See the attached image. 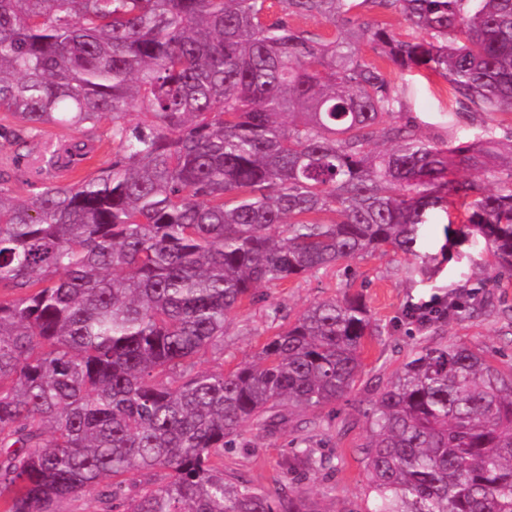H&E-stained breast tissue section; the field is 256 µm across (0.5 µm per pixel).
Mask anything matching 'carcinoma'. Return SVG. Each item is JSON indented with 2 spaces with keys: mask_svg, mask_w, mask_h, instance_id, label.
<instances>
[{
  "mask_svg": "<svg viewBox=\"0 0 512 512\" xmlns=\"http://www.w3.org/2000/svg\"><path fill=\"white\" fill-rule=\"evenodd\" d=\"M397 13L415 35L364 18ZM316 18L320 29L295 24ZM448 82L473 138L428 139L361 56ZM512 0H0L3 136L46 168L112 159L73 184L0 172V512H322L298 484L224 471L247 424L270 435L346 398L371 316L358 296L306 306L256 360L196 369L252 291L391 250L431 269V212L452 245L512 275ZM87 139L42 140L44 128ZM496 162L493 184L459 166ZM494 305L461 291L434 324ZM362 412L370 512H512V364L420 347ZM293 448L291 471L331 468Z\"/></svg>",
  "mask_w": 512,
  "mask_h": 512,
  "instance_id": "obj_1",
  "label": "carcinoma"
}]
</instances>
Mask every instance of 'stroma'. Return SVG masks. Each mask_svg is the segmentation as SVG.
<instances>
[{
    "instance_id": "stroma-1",
    "label": "stroma",
    "mask_w": 512,
    "mask_h": 512,
    "mask_svg": "<svg viewBox=\"0 0 512 512\" xmlns=\"http://www.w3.org/2000/svg\"><path fill=\"white\" fill-rule=\"evenodd\" d=\"M391 79L408 84L412 109L423 122L422 133L437 137L452 110L449 86L440 77L419 75L388 66ZM436 225L429 231L428 249L438 261L426 275L409 274L403 256L391 251L356 257L305 278L289 279L275 287H260L253 300L229 316L224 324V350L202 354L201 370L232 369L252 361L268 331L271 310L295 317L309 304L346 294L361 295L371 316L373 334L363 348L362 373L351 393L324 415L320 426L269 436L244 427L234 447L225 449L224 466L249 483L271 489L289 480L286 461L295 439H308L317 453L332 457L333 469L299 474L302 488L318 500L322 512H366L371 505L368 482L359 446L364 441L362 409L370 407L378 382L388 381L415 350L424 345L451 342L474 350L494 348L503 360L512 359V321L502 316L512 309V278H502L495 289L496 307L475 316H461L450 323L426 327L408 319V305L447 299L464 286L470 269L463 246H449L443 224L447 216L436 211Z\"/></svg>"
}]
</instances>
